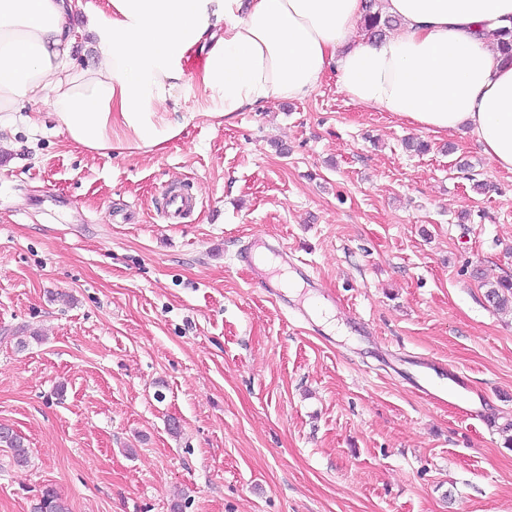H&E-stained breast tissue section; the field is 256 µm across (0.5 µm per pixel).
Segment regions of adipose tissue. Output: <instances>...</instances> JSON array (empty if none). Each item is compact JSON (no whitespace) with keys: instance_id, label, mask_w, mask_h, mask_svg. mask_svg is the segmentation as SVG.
I'll use <instances>...</instances> for the list:
<instances>
[{"instance_id":"adipose-tissue-1","label":"adipose tissue","mask_w":512,"mask_h":512,"mask_svg":"<svg viewBox=\"0 0 512 512\" xmlns=\"http://www.w3.org/2000/svg\"><path fill=\"white\" fill-rule=\"evenodd\" d=\"M86 13L91 60L72 59L76 0H0V131L24 105L50 106L73 145L91 153L163 148L181 131L161 118L206 47L209 116L302 99L335 73L352 102L436 133L469 129L512 171V62L496 45L512 0H382L398 29L361 34L364 0H110Z\"/></svg>"}]
</instances>
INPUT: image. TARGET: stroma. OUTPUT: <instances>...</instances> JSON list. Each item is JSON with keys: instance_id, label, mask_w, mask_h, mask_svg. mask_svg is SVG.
I'll return each mask as SVG.
<instances>
[{"instance_id": "1", "label": "stroma", "mask_w": 512, "mask_h": 512, "mask_svg": "<svg viewBox=\"0 0 512 512\" xmlns=\"http://www.w3.org/2000/svg\"><path fill=\"white\" fill-rule=\"evenodd\" d=\"M203 57L163 149L84 152L47 106L0 131V424L32 452L0 449V512L48 484L71 512H512V312L484 287L512 277V172L331 73L213 120ZM258 236L312 286L269 299L238 260ZM0 447L8 448L15 466L24 467L31 460L30 449L25 439L14 430L0 431Z\"/></svg>"}]
</instances>
